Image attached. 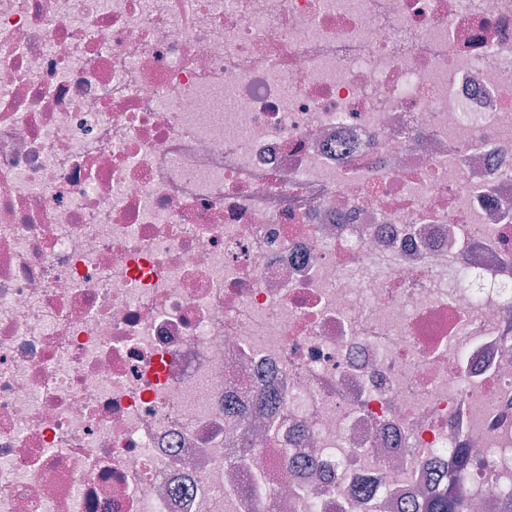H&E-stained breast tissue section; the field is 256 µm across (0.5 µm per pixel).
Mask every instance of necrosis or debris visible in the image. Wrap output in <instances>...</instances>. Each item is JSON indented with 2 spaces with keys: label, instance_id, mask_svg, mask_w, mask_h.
<instances>
[{
  "label": "necrosis or debris",
  "instance_id": "necrosis-or-debris-1",
  "mask_svg": "<svg viewBox=\"0 0 512 512\" xmlns=\"http://www.w3.org/2000/svg\"><path fill=\"white\" fill-rule=\"evenodd\" d=\"M512 512V0H0V512Z\"/></svg>",
  "mask_w": 512,
  "mask_h": 512
}]
</instances>
